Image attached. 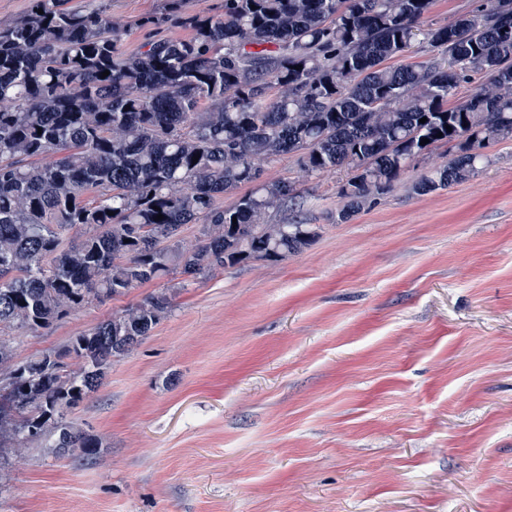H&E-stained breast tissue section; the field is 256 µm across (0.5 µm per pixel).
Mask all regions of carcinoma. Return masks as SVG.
<instances>
[{
  "mask_svg": "<svg viewBox=\"0 0 512 512\" xmlns=\"http://www.w3.org/2000/svg\"><path fill=\"white\" fill-rule=\"evenodd\" d=\"M431 6L224 0L218 16L181 18L190 36L157 34L132 54L106 0H30L0 21V460L38 449L96 459L101 439L66 412L170 315L175 291L19 362L8 336L169 275L199 282L285 260L317 239L315 224L270 221L299 192L260 180L256 163L295 154L310 176L345 169V223L434 147L455 155L416 181L418 193L468 180L481 149L512 140V0L445 25L424 23ZM181 8L170 0L167 16L142 24L160 30ZM416 41L442 56L389 64ZM470 68L486 83L455 102ZM245 185L234 207L215 206ZM187 224L199 225L191 248Z\"/></svg>",
  "mask_w": 512,
  "mask_h": 512,
  "instance_id": "obj_1",
  "label": "carcinoma"
}]
</instances>
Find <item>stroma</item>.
Listing matches in <instances>:
<instances>
[{
    "instance_id": "1",
    "label": "stroma",
    "mask_w": 512,
    "mask_h": 512,
    "mask_svg": "<svg viewBox=\"0 0 512 512\" xmlns=\"http://www.w3.org/2000/svg\"><path fill=\"white\" fill-rule=\"evenodd\" d=\"M166 0H109L132 51ZM416 194L438 147L338 223L346 174L262 163L321 227L283 261L179 289L171 315L69 417L87 463L0 462V512H512V141ZM145 284L13 340L22 361L152 292Z\"/></svg>"
}]
</instances>
